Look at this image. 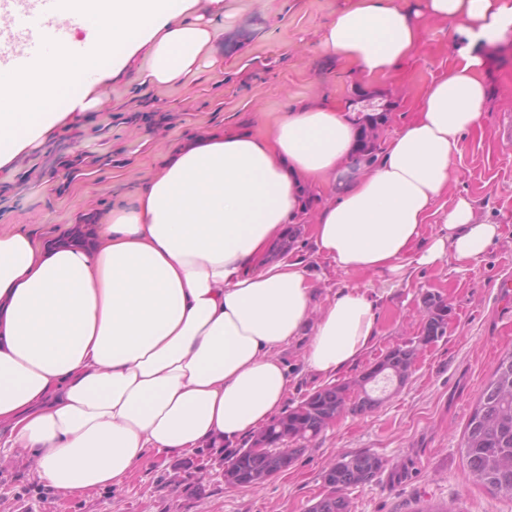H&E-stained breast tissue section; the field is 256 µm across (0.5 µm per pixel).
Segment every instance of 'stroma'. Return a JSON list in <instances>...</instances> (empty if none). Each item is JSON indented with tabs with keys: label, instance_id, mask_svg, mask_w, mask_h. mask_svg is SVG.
Masks as SVG:
<instances>
[{
	"label": "stroma",
	"instance_id": "1",
	"mask_svg": "<svg viewBox=\"0 0 512 512\" xmlns=\"http://www.w3.org/2000/svg\"><path fill=\"white\" fill-rule=\"evenodd\" d=\"M350 0H224L212 18L217 62L195 77L169 85L142 82L136 69L101 84L102 104L50 134L34 137L0 167V234L54 240L77 218L101 216L130 204L137 187L161 168L168 150L216 129L262 134L302 103L345 102L355 90L390 106L379 131L387 139L416 112L426 87L447 74L455 53L448 25L427 19L410 59L388 79L370 80L321 49L322 32ZM491 88L476 130L465 135L452 166L441 212L458 198L500 235L476 262L419 267L401 277L354 273L319 256L302 230L294 257L302 258L318 301L359 285L382 294L379 334L344 369L357 378L390 347L419 334L433 293L448 305V332L421 350L410 378L365 414L344 413L307 443L288 470L264 484H225L232 446L202 448L168 458L149 453L119 488L60 494L39 480L37 464L0 447V512H308L324 493V466L346 453L369 451L401 465V479L382 475L345 490L349 512H512V501L474 484L461 454L465 426L499 357L512 350V309L499 281L512 275V46L492 53Z\"/></svg>",
	"mask_w": 512,
	"mask_h": 512
}]
</instances>
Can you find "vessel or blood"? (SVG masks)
Returning <instances> with one entry per match:
<instances>
[{"label":"vessel or blood","mask_w":512,"mask_h":512,"mask_svg":"<svg viewBox=\"0 0 512 512\" xmlns=\"http://www.w3.org/2000/svg\"><path fill=\"white\" fill-rule=\"evenodd\" d=\"M57 0H37L35 10H24L10 18L9 38L21 46L0 53V66L16 73H32L45 66L58 46H68L72 52L83 49L81 42L72 40L67 26L54 23Z\"/></svg>","instance_id":"1"}]
</instances>
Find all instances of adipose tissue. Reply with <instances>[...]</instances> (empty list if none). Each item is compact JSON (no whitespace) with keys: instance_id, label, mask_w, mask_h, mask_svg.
Segmentation results:
<instances>
[{"instance_id":"ef3b65f1","label":"adipose tissue","mask_w":512,"mask_h":512,"mask_svg":"<svg viewBox=\"0 0 512 512\" xmlns=\"http://www.w3.org/2000/svg\"><path fill=\"white\" fill-rule=\"evenodd\" d=\"M60 0L85 50L59 48L40 74L0 73V165L56 123L90 110L101 81L138 64L148 82L194 76L215 52L223 0ZM430 14L464 38L416 117L357 165L360 118L327 102L288 112L264 135L214 132L180 142L132 204L88 242L0 235V432L29 451L40 480L66 492L121 487L148 451L182 456L253 433L279 416L291 377L282 347L305 336L303 362L331 379L378 334L380 294L348 287L315 304L308 269L267 254L323 199L320 254L359 273L477 261L500 227L459 198L423 230L448 187L464 135L489 97L491 47L512 41V0H354L322 34L366 77H389Z\"/></svg>"}]
</instances>
